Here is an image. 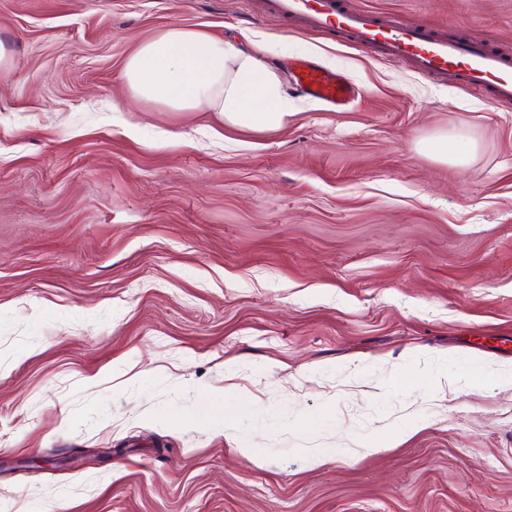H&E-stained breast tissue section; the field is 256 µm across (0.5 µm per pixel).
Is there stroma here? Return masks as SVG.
Instances as JSON below:
<instances>
[{
    "instance_id": "obj_1",
    "label": "stroma",
    "mask_w": 512,
    "mask_h": 512,
    "mask_svg": "<svg viewBox=\"0 0 512 512\" xmlns=\"http://www.w3.org/2000/svg\"><path fill=\"white\" fill-rule=\"evenodd\" d=\"M353 2L512 46V0ZM173 24L363 96L129 99ZM0 41V512H512V107L266 0H0ZM293 80L310 97L332 111L341 112L356 98V90L347 76L323 67L309 57L297 61Z\"/></svg>"
}]
</instances>
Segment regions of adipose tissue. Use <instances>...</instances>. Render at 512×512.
<instances>
[{"instance_id": "ef3b65f1", "label": "adipose tissue", "mask_w": 512, "mask_h": 512, "mask_svg": "<svg viewBox=\"0 0 512 512\" xmlns=\"http://www.w3.org/2000/svg\"><path fill=\"white\" fill-rule=\"evenodd\" d=\"M128 94L175 112L204 109L224 125L264 132L284 126L292 100L260 48L173 25L142 43L124 67Z\"/></svg>"}]
</instances>
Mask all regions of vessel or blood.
<instances>
[{"mask_svg": "<svg viewBox=\"0 0 512 512\" xmlns=\"http://www.w3.org/2000/svg\"><path fill=\"white\" fill-rule=\"evenodd\" d=\"M270 14L301 21L331 33L339 41L363 47L390 63H412L420 74L442 78L476 94H489L493 105H512V50L464 35L448 36L404 18L351 7L349 0H268ZM293 79L310 97L333 111L356 98L343 73L300 58Z\"/></svg>", "mask_w": 512, "mask_h": 512, "instance_id": "1", "label": "vessel or blood"}]
</instances>
